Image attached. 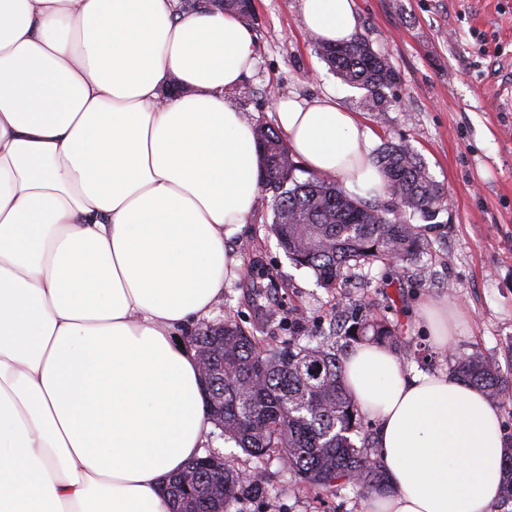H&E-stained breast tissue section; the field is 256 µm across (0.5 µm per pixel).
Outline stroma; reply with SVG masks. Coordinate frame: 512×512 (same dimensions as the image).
<instances>
[{
	"label": "stroma",
	"instance_id": "obj_1",
	"mask_svg": "<svg viewBox=\"0 0 512 512\" xmlns=\"http://www.w3.org/2000/svg\"><path fill=\"white\" fill-rule=\"evenodd\" d=\"M254 67L231 98L254 125H270L279 99L340 93L341 105L374 134V148L411 146L443 189L432 233L417 261L397 266L385 285L381 263L336 287L296 267L270 230L271 195L260 192L255 213L229 246L241 262L212 320L231 318L248 330L268 313L297 311L304 326L324 328L337 307L359 304L385 317L417 371L449 370L455 356L480 352L512 375V0H355L356 37L385 57L398 74L385 111H372L365 90L344 83L318 56L304 30L300 0H254ZM269 269L276 302L257 308L256 268ZM447 300L466 324L452 346L435 350L416 314L427 298ZM287 338V328L265 327ZM212 445L235 469L258 479L267 494L243 502V512H362L356 487L317 492L279 460L256 467L215 431Z\"/></svg>",
	"mask_w": 512,
	"mask_h": 512
}]
</instances>
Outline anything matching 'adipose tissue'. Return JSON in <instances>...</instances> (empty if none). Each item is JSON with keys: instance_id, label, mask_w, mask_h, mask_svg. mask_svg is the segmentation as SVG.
I'll return each instance as SVG.
<instances>
[{"instance_id": "ef3b65f1", "label": "adipose tissue", "mask_w": 512, "mask_h": 512, "mask_svg": "<svg viewBox=\"0 0 512 512\" xmlns=\"http://www.w3.org/2000/svg\"><path fill=\"white\" fill-rule=\"evenodd\" d=\"M300 3L311 35L351 39L354 0ZM253 64L251 29L216 6L0 0V512H171L162 486L211 444L178 333L238 276L225 243L261 160L228 93ZM275 119L309 173L385 194L373 134L336 93ZM418 317L440 350L464 323L440 300ZM343 382L386 475L364 512H491L505 440L481 389L373 343Z\"/></svg>"}]
</instances>
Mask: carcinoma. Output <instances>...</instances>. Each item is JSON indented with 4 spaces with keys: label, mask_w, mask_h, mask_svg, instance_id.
Returning a JSON list of instances; mask_svg holds the SVG:
<instances>
[{
    "label": "carcinoma",
    "mask_w": 512,
    "mask_h": 512,
    "mask_svg": "<svg viewBox=\"0 0 512 512\" xmlns=\"http://www.w3.org/2000/svg\"><path fill=\"white\" fill-rule=\"evenodd\" d=\"M225 10L249 22L253 0H222ZM323 61L344 82L370 93L377 111H384L385 90L396 84V72L363 38L336 45L314 40ZM256 144L263 158L261 185L272 193V230L292 262L312 270L326 288L344 273L374 261H411L422 245L409 218L434 215L441 188L414 150L405 144H387L373 161L387 179L389 200L383 204L348 193L337 183L317 177L299 180L280 133L270 126L256 128ZM403 219L393 221L392 207ZM354 344L374 342L402 353L399 339L383 317L360 313L337 315L320 340L301 344L290 336L275 348L238 322L199 327L190 342L208 362L207 409L246 454L263 465L271 456L286 458L288 469L308 484L323 489L352 484L363 494L385 486L386 478L369 433L363 431L359 408L342 381V357L336 337ZM452 372L467 384L482 389L495 403L512 395L494 364L478 353H461ZM361 437L362 445L352 436ZM503 499L512 500V441L505 454ZM181 476L170 479L165 493L172 512H181L193 496L200 512H232L242 500L264 497L256 480L224 463V482L192 460Z\"/></svg>",
    "instance_id": "obj_1"
}]
</instances>
